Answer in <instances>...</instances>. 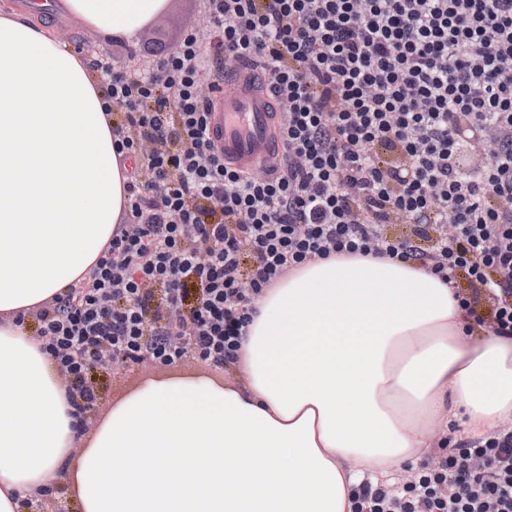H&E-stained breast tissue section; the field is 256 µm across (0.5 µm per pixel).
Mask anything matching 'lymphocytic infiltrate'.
<instances>
[{
    "label": "lymphocytic infiltrate",
    "instance_id": "1",
    "mask_svg": "<svg viewBox=\"0 0 512 512\" xmlns=\"http://www.w3.org/2000/svg\"><path fill=\"white\" fill-rule=\"evenodd\" d=\"M211 28L155 67L113 72L114 130L137 160L94 268L36 314L88 427L91 372L235 364L265 288L314 258L420 263L477 325L512 334V0H205ZM232 62L284 111L260 173L208 134ZM467 143H459L457 130ZM467 148L477 165L457 164ZM410 230L389 236L387 225ZM358 512H512V428L461 441L412 482L363 486Z\"/></svg>",
    "mask_w": 512,
    "mask_h": 512
}]
</instances>
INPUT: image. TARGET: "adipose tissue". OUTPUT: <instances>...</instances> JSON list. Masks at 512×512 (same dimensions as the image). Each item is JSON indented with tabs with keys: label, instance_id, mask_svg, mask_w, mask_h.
<instances>
[{
	"label": "adipose tissue",
	"instance_id": "1",
	"mask_svg": "<svg viewBox=\"0 0 512 512\" xmlns=\"http://www.w3.org/2000/svg\"><path fill=\"white\" fill-rule=\"evenodd\" d=\"M168 0H66L133 39ZM87 58L0 15V512L67 473L81 512H354L458 421L512 424V336L414 262L313 259L264 292L239 380H151L76 440L65 384L22 322L88 276L122 222L127 159Z\"/></svg>",
	"mask_w": 512,
	"mask_h": 512
}]
</instances>
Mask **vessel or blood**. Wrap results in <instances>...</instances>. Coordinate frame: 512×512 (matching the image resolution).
<instances>
[{
    "label": "vessel or blood",
    "instance_id": "vessel-or-blood-1",
    "mask_svg": "<svg viewBox=\"0 0 512 512\" xmlns=\"http://www.w3.org/2000/svg\"><path fill=\"white\" fill-rule=\"evenodd\" d=\"M273 102L267 89L254 86L252 75L237 67L212 99L211 135L225 157L250 169L273 158L276 137Z\"/></svg>",
    "mask_w": 512,
    "mask_h": 512
}]
</instances>
